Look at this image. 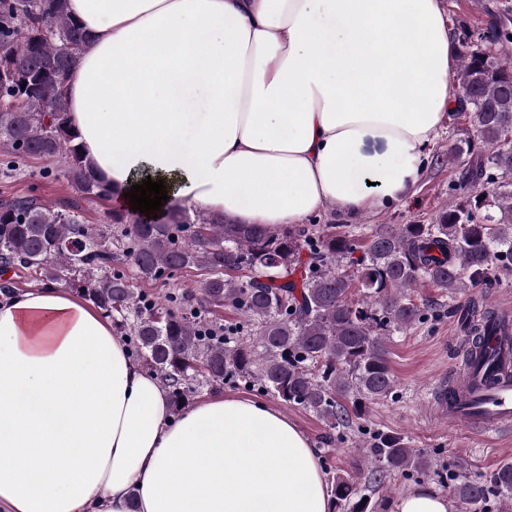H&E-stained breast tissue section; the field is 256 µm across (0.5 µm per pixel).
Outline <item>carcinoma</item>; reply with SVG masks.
<instances>
[{
  "instance_id": "1",
  "label": "carcinoma",
  "mask_w": 512,
  "mask_h": 512,
  "mask_svg": "<svg viewBox=\"0 0 512 512\" xmlns=\"http://www.w3.org/2000/svg\"><path fill=\"white\" fill-rule=\"evenodd\" d=\"M487 27L458 23L457 106L462 134L448 149L456 199L431 224H286L267 228L194 216L179 206L163 223L114 211L112 226L82 221L78 205L53 207L34 193L0 200V270H32L74 290L112 319L135 359L156 372L180 410L203 387H259L334 429L389 397L395 380L388 336L423 322L412 298L427 281L453 298L512 271V7L484 6ZM87 39L67 0H0V151L13 162L61 161L84 198L111 190L77 150L63 83ZM195 271L192 293L154 299L130 280L157 283ZM230 308L236 321L224 325ZM491 310L466 314L471 342L487 351ZM367 482L391 472H429L431 460L380 436ZM453 493L475 509L494 488L512 509V463L488 478L455 465ZM342 512H376L339 475Z\"/></svg>"
}]
</instances>
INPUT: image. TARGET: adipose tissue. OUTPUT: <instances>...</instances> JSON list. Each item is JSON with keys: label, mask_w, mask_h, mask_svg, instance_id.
Instances as JSON below:
<instances>
[{"label": "adipose tissue", "mask_w": 512, "mask_h": 512, "mask_svg": "<svg viewBox=\"0 0 512 512\" xmlns=\"http://www.w3.org/2000/svg\"><path fill=\"white\" fill-rule=\"evenodd\" d=\"M88 34L69 120L122 211L164 181L236 224H300L407 197L455 106L441 0H68ZM375 151H367V144ZM374 190H367V183ZM319 451L240 397L173 416L90 302L0 297V512H333ZM394 512H453L434 485Z\"/></svg>", "instance_id": "adipose-tissue-1"}]
</instances>
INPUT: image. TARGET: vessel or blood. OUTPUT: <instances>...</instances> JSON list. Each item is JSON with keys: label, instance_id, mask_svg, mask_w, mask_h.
Listing matches in <instances>:
<instances>
[{"label": "vessel or blood", "instance_id": "b4317fda", "mask_svg": "<svg viewBox=\"0 0 512 512\" xmlns=\"http://www.w3.org/2000/svg\"><path fill=\"white\" fill-rule=\"evenodd\" d=\"M433 412L484 435L512 429V352H503L492 369L466 362L461 380L441 386Z\"/></svg>", "mask_w": 512, "mask_h": 512}]
</instances>
